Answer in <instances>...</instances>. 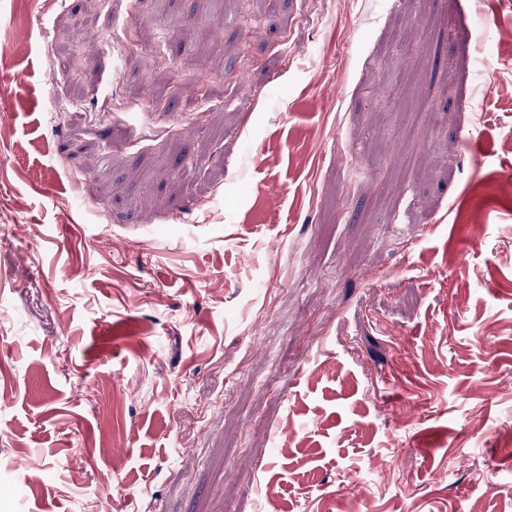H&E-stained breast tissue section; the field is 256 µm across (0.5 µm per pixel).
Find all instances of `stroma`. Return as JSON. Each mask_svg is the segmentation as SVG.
Here are the masks:
<instances>
[{"mask_svg": "<svg viewBox=\"0 0 512 512\" xmlns=\"http://www.w3.org/2000/svg\"><path fill=\"white\" fill-rule=\"evenodd\" d=\"M1 47L0 512H512V0Z\"/></svg>", "mask_w": 512, "mask_h": 512, "instance_id": "1", "label": "stroma"}]
</instances>
